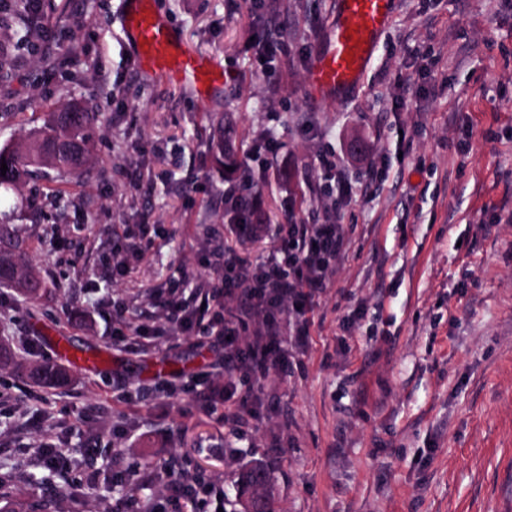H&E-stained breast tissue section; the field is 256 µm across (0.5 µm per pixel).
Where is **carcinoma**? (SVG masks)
Wrapping results in <instances>:
<instances>
[{
    "instance_id": "cac0c4a2",
    "label": "carcinoma",
    "mask_w": 512,
    "mask_h": 512,
    "mask_svg": "<svg viewBox=\"0 0 512 512\" xmlns=\"http://www.w3.org/2000/svg\"><path fill=\"white\" fill-rule=\"evenodd\" d=\"M11 27L24 36L33 34L29 0H15ZM100 113L71 106L51 112L43 126L30 130L17 143L0 147V186L19 187L34 179H47L55 172L60 180L81 179L93 165L88 131L97 126ZM28 245L13 225L0 220V287L14 288L29 300L40 298L42 282L29 266ZM13 365L21 378L36 386H62L69 376L58 365L19 362L11 348L0 345V365ZM241 508L254 506L260 512H275V487L266 465L256 461L233 476ZM0 512H47L46 504L34 502L21 509L7 492L0 490Z\"/></svg>"
}]
</instances>
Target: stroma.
Here are the masks:
<instances>
[{
	"label": "stroma",
	"mask_w": 512,
	"mask_h": 512,
	"mask_svg": "<svg viewBox=\"0 0 512 512\" xmlns=\"http://www.w3.org/2000/svg\"><path fill=\"white\" fill-rule=\"evenodd\" d=\"M335 4L154 0L188 50L236 75L204 99L138 67L123 0H43L32 41L0 30L13 71L1 146L67 105L101 108L97 172L57 200L44 182L0 192L44 284L34 306L0 288V343L52 363L49 337L68 336L108 360L71 369L63 389L0 368V486L18 500L100 512L118 494L107 478L91 497L55 495L58 473L31 458L38 411L72 472L107 461L218 477L224 512L240 510L231 476L256 461L274 464L276 512H512V0H395L363 85L340 101L310 89ZM262 22L287 48L264 70L248 48ZM45 37L62 46L49 59L31 52ZM214 117L238 144L228 171L210 161ZM263 134L275 147L253 168L272 231L242 255H267L280 224L318 223L334 205L319 155H335L355 193L338 205L348 252L308 314L309 344L263 388L266 418L236 434L182 391L222 375L216 355L133 330L150 322L154 290L197 287L205 256L234 244L224 194L244 193L238 171ZM122 236L152 245L116 280ZM117 326L130 346L114 343Z\"/></svg>",
	"instance_id": "35a3bbf8"
}]
</instances>
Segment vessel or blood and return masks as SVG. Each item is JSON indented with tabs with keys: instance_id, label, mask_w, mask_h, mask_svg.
Returning <instances> with one entry per match:
<instances>
[{
	"instance_id": "1",
	"label": "vessel or blood",
	"mask_w": 512,
	"mask_h": 512,
	"mask_svg": "<svg viewBox=\"0 0 512 512\" xmlns=\"http://www.w3.org/2000/svg\"><path fill=\"white\" fill-rule=\"evenodd\" d=\"M124 40L149 75L189 83L205 91L208 82H231L212 61L187 51L150 0H124ZM395 0H336L333 20L315 54L310 77L317 97L342 99L359 86L372 62Z\"/></svg>"
}]
</instances>
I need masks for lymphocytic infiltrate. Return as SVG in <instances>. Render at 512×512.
<instances>
[{
  "label": "lymphocytic infiltrate",
  "mask_w": 512,
  "mask_h": 512,
  "mask_svg": "<svg viewBox=\"0 0 512 512\" xmlns=\"http://www.w3.org/2000/svg\"><path fill=\"white\" fill-rule=\"evenodd\" d=\"M344 246L342 226L331 208L320 223L281 225L278 246L261 259L243 257L228 247L214 252L213 278L189 300L175 288L155 292L152 304L162 322L138 326L136 333L191 336L223 350L224 379L208 391L211 409L227 406L234 418L261 420L266 412L261 383L288 363L283 332L292 329L296 346L307 345V314L316 295L328 288ZM159 485L169 487V495H152ZM140 486L141 493L126 498L136 512H169L186 499L194 503V512H218L224 504L220 480L201 482L185 474L173 483L167 472L147 468Z\"/></svg>",
  "instance_id": "obj_1"
}]
</instances>
